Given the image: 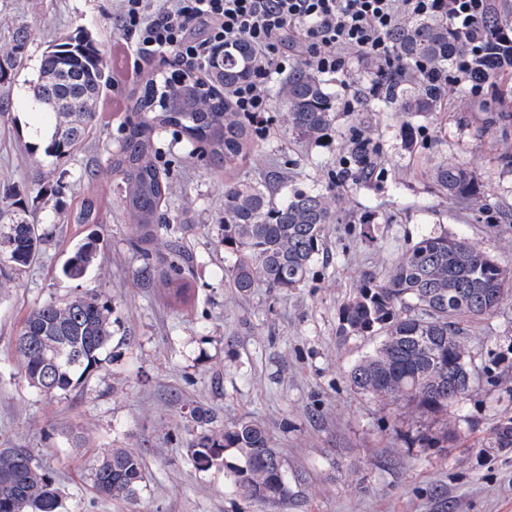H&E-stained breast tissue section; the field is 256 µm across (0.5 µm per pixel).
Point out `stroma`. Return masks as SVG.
<instances>
[{"mask_svg":"<svg viewBox=\"0 0 512 512\" xmlns=\"http://www.w3.org/2000/svg\"><path fill=\"white\" fill-rule=\"evenodd\" d=\"M118 7V0H0V50L13 27L31 31L11 87L13 107L0 116V207L17 204L44 237L34 261L0 291V448L31 449L58 482L60 512H512V448L494 439L512 421V296L469 326L470 390L448 411L456 438L445 448L417 441L437 434L440 421L351 389V366L376 341L337 334L340 307L362 276H383L423 234L468 237L512 269V217H503L512 214V115L497 92L480 107L461 91L447 107L414 118L412 152L396 113H372L366 132L380 144L382 170L349 191L348 224L330 225L324 257L301 288L273 294L261 286L246 300L225 284V185L260 177L274 161L287 165L294 188L327 184L356 113L338 111L327 137L313 145L273 120L231 170L193 152L178 128L157 131V163L171 183L162 208L183 246L176 263L191 289L180 305L165 285L174 263L169 236L158 235L143 257L111 169L125 120L112 103L133 99L134 86H106L84 146L60 159L46 154L39 138L45 117L27 103L50 43L83 28L111 51ZM446 159L475 172L487 208L460 209L432 184L428 168ZM89 195L100 221L75 223ZM90 237L93 269L81 280L65 278L72 248ZM91 291L112 308L111 346L71 391L49 396L30 388L14 362L25 315ZM196 405L220 425L246 417L267 426L288 469L287 504L272 510L235 492L223 466L194 463L188 448L199 433L190 417ZM111 448L144 457L147 478L134 500L103 498L91 487L97 458Z\"/></svg>","mask_w":512,"mask_h":512,"instance_id":"obj_1","label":"stroma"}]
</instances>
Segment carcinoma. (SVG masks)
Masks as SVG:
<instances>
[{"instance_id": "cac0c4a2", "label": "carcinoma", "mask_w": 512, "mask_h": 512, "mask_svg": "<svg viewBox=\"0 0 512 512\" xmlns=\"http://www.w3.org/2000/svg\"><path fill=\"white\" fill-rule=\"evenodd\" d=\"M512 30V19L494 12L482 27L493 37ZM30 31L19 26L10 35V49L0 56V90L11 86L22 61ZM442 17L418 18L402 24L394 45L406 64L427 60L440 68L466 47ZM250 44L239 41L221 52L208 80L191 70L162 73L140 89L134 117L123 125V140L112 155V173L124 185L122 202L135 221L139 240L149 243L169 229L161 201L171 190L156 163L153 132L175 127L197 144L215 165L230 167L257 130L243 114L230 110L224 92L252 73ZM108 63L99 42L81 31L47 46L36 78L30 84L33 104L50 116L47 150L62 156L79 150L95 125L100 96L107 83ZM275 98L285 107L279 117L285 128L307 144L318 143L336 118V95L311 66L288 73L275 85ZM437 106L431 84L407 72L377 85L370 110L389 108L403 118L405 147H416L411 119ZM346 157L325 187L288 189L281 168L258 179H242L224 188V250L231 257L225 271L228 287L247 297L265 285L275 294L305 283L325 250L328 226L343 223V193L370 183L380 170L379 146L353 132L343 148ZM438 189L463 209H483L488 193L475 173L461 163L441 161L430 169ZM43 242L38 225L26 214L0 208L3 257L21 270L32 263ZM96 248L89 240L78 245L63 266L64 276L83 278L94 263ZM512 288V271L502 267L468 238L429 232L402 252L382 279L363 278L339 313L338 336H378L374 349L348 372L357 392L377 399L400 401L420 414L446 415L470 388L467 365L468 325L494 312ZM112 310L94 292L66 301H49L24 318L22 336L35 337L16 346L18 367L27 383L46 394L77 387L112 343ZM56 359L51 384L47 360ZM194 422L205 432L191 442V458L212 465V455L229 472L237 492L278 509L288 501V472L266 427L257 420L236 419L214 428V416L196 406ZM234 454L239 462L226 460ZM26 448L0 450V512H59L55 479L41 466L27 463ZM143 456L117 448L100 457L91 471L96 493L110 499L133 500L145 483Z\"/></svg>"}]
</instances>
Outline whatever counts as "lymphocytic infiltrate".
<instances>
[{
  "mask_svg": "<svg viewBox=\"0 0 512 512\" xmlns=\"http://www.w3.org/2000/svg\"><path fill=\"white\" fill-rule=\"evenodd\" d=\"M492 6L493 0H120L112 27L132 62L170 54L204 75L211 74L224 46L248 41L253 73L230 88L227 99L262 134L271 122L272 75L303 63L324 74L345 73L354 61L375 66L384 77L399 74L403 65L390 36L413 18L444 15L470 37L449 68L427 61L412 67L417 77L433 83L439 104L447 105L460 89L472 101H485L487 81L476 62L496 56L499 73L512 74V51L473 34Z\"/></svg>",
  "mask_w": 512,
  "mask_h": 512,
  "instance_id": "f902f5d3",
  "label": "lymphocytic infiltrate"
}]
</instances>
